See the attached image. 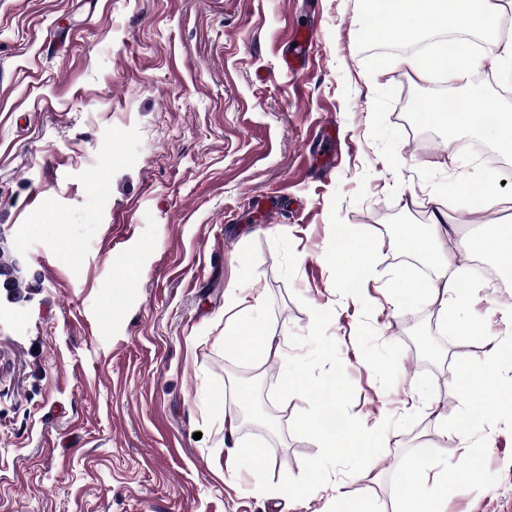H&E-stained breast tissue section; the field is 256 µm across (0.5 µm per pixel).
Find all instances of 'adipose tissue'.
<instances>
[{
  "label": "adipose tissue",
  "mask_w": 512,
  "mask_h": 512,
  "mask_svg": "<svg viewBox=\"0 0 512 512\" xmlns=\"http://www.w3.org/2000/svg\"><path fill=\"white\" fill-rule=\"evenodd\" d=\"M376 14L379 21L367 25V35L383 32L399 43L413 41L424 31L466 30L489 35V49L484 55L464 52L451 55L442 50L404 57V65L418 74L441 72L465 81L469 79L472 67L482 58L512 63V40L505 42L497 35L501 14L496 0H386ZM417 115L422 123L443 131L456 127L475 128L483 124L482 114L471 111L470 102L465 98L458 99L457 108L453 111L445 102L431 100L422 105ZM442 220V215L438 214L432 224L404 231L403 241L410 252L432 260L435 277L427 285V296L431 303L438 305L443 324L454 326L459 321L458 306L462 297L455 280L448 275L447 259L438 255L437 238L442 230Z\"/></svg>",
  "instance_id": "adipose-tissue-1"
}]
</instances>
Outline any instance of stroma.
I'll return each mask as SVG.
<instances>
[{"mask_svg":"<svg viewBox=\"0 0 512 512\" xmlns=\"http://www.w3.org/2000/svg\"><path fill=\"white\" fill-rule=\"evenodd\" d=\"M364 0H0V227L36 288L0 289V512H336L363 494L394 512L420 447L448 487L447 512H512V417L481 393L512 383V299L473 273L465 237L493 230L495 205L450 188L512 195V158L489 166L479 132L418 122L413 98L468 95L421 80L357 31ZM311 62L288 72L292 31ZM473 109L512 108V72L481 62ZM279 214L262 222L254 195ZM447 204L442 241L468 332L446 329L420 258L400 232ZM375 255L361 264L358 240ZM335 263H328V253ZM360 266L359 297L338 264ZM260 299L271 350L224 343L230 298ZM331 310L365 425L388 432L363 477L334 473L290 508L243 469L227 435L271 449L270 477L297 476L319 448L291 430L302 398L272 391ZM472 384L461 387L460 372Z\"/></svg>","mask_w":512,"mask_h":512,"instance_id":"35a3bbf8","label":"stroma"}]
</instances>
